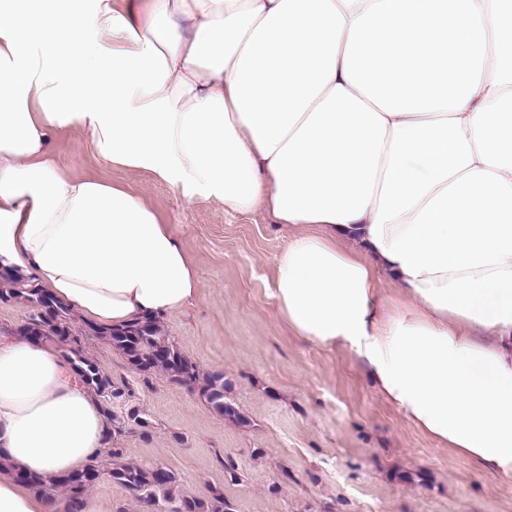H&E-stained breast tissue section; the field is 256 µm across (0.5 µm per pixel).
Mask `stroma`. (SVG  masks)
Listing matches in <instances>:
<instances>
[{"instance_id": "1", "label": "stroma", "mask_w": 512, "mask_h": 512, "mask_svg": "<svg viewBox=\"0 0 512 512\" xmlns=\"http://www.w3.org/2000/svg\"><path fill=\"white\" fill-rule=\"evenodd\" d=\"M54 156L76 176L101 177L143 197L191 258L192 306L161 316L167 334L200 371H221L251 419L243 428L214 412L198 389L156 372L141 378L99 339L83 352L113 382L137 384L146 432L119 439L127 462L175 472L184 496L221 489L235 512H512V479L478 472L407 423L377 390L362 360L343 347L293 336L272 296L276 256L288 233L271 213H225L222 204L174 196L152 174L99 165L79 132L54 137ZM232 458L236 477L224 471ZM91 497L114 512H145L113 483L99 455Z\"/></svg>"}]
</instances>
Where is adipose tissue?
<instances>
[{"label": "adipose tissue", "instance_id": "obj_1", "mask_svg": "<svg viewBox=\"0 0 512 512\" xmlns=\"http://www.w3.org/2000/svg\"><path fill=\"white\" fill-rule=\"evenodd\" d=\"M71 129L294 228L290 331L512 479V0H0V265L104 326L161 316L196 299L192 262L141 197L59 167ZM105 435L55 348L0 336V512H66L17 471L78 470Z\"/></svg>", "mask_w": 512, "mask_h": 512}]
</instances>
